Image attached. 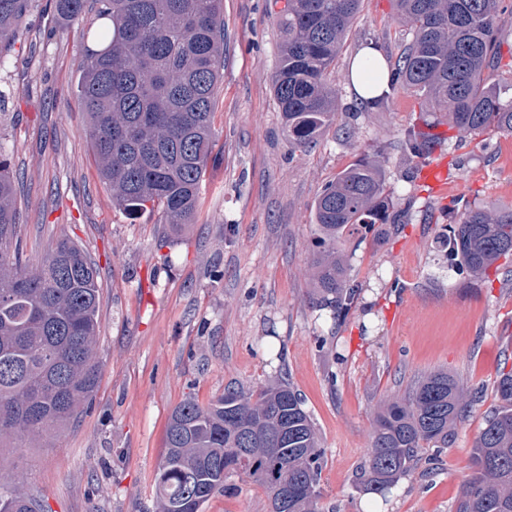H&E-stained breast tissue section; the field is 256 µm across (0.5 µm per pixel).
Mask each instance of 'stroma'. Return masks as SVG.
Segmentation results:
<instances>
[{
    "mask_svg": "<svg viewBox=\"0 0 512 512\" xmlns=\"http://www.w3.org/2000/svg\"><path fill=\"white\" fill-rule=\"evenodd\" d=\"M280 0H223L224 82L213 119L220 160L208 166L195 224L171 233L160 209L112 202L90 148L77 93L91 0L76 21H52L53 0H32L0 60V157L16 178L20 235L31 259L66 236L99 269V370L92 405L55 439L0 444V485L47 512H158L155 478L166 425L187 397L206 405L225 388L260 389L286 376L325 450L322 512H453L473 471L472 446L497 403L495 380L512 353V286L457 273L439 247L448 217L419 185L418 164L396 147L422 110L399 94L364 112L352 58L378 44L395 62L412 36L394 0H361L329 83L338 120L311 147L292 146L273 94ZM379 162L401 230L344 245L361 294L346 321L316 308L310 265L315 200L361 155ZM457 200L512 207V135L452 131L443 148ZM448 371L478 399L432 473L412 471L385 497L359 491L376 409L414 381ZM204 512H269L265 491L232 475Z\"/></svg>",
    "mask_w": 512,
    "mask_h": 512,
    "instance_id": "1",
    "label": "stroma"
}]
</instances>
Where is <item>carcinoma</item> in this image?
I'll return each instance as SVG.
<instances>
[{
    "mask_svg": "<svg viewBox=\"0 0 512 512\" xmlns=\"http://www.w3.org/2000/svg\"><path fill=\"white\" fill-rule=\"evenodd\" d=\"M98 47L85 48L77 85L89 119L100 179L112 202L130 213L157 206L172 230L194 223L207 162L216 147L213 109L224 67L222 0H99ZM502 0H395L412 42L391 70L387 89L362 100L386 108L403 92L423 98L448 127L512 135V99L485 72L500 66ZM360 0H286L279 12L280 64L273 91L291 144L306 148L336 124L330 68ZM30 0H0V54L19 35ZM75 21L87 0H55ZM426 118L403 130L409 159L442 146ZM16 183L0 159V440L56 436L88 405L98 363L99 272L67 237L44 260L26 265L17 224ZM392 192L367 156L343 170L317 197L318 251L312 263L316 306L340 320L359 294L342 248L362 229L399 230ZM450 266L474 277L512 256V208L467 209L440 240ZM494 407L473 445L475 470L454 512H512V368H501ZM476 393L448 372H431L376 412L359 489L385 496L414 471L427 448H446ZM324 449L299 394L281 380L253 394L239 387L207 406L188 398L167 425L157 476L159 512H203L224 480L242 474L261 487L270 512H319ZM292 487L281 505L277 488ZM0 512H45L31 495L0 488Z\"/></svg>",
    "mask_w": 512,
    "mask_h": 512,
    "instance_id": "obj_1",
    "label": "carcinoma"
}]
</instances>
